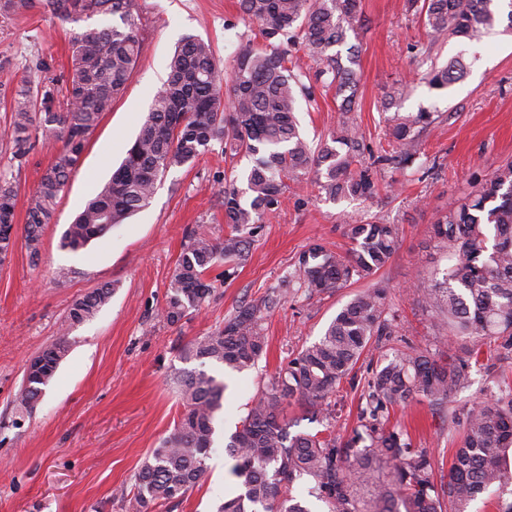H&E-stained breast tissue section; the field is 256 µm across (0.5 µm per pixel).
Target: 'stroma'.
<instances>
[{
  "label": "stroma",
  "instance_id": "obj_1",
  "mask_svg": "<svg viewBox=\"0 0 512 512\" xmlns=\"http://www.w3.org/2000/svg\"><path fill=\"white\" fill-rule=\"evenodd\" d=\"M361 12L345 44L358 55L353 118L366 148L376 155L392 150L391 112L426 109L437 115L423 135L428 164L405 173L395 185L390 170L379 171V192L368 199L325 200L311 173L289 182L250 236L246 261L221 262L208 270L211 295L199 312L171 324L162 312L183 247L201 229L223 239L228 227L219 190L225 172H243L247 159L225 156L221 145H213L193 164L170 169L147 207L84 249L63 248L61 238L80 206L120 163L183 38L210 40L227 65L242 49L262 46L264 40L259 25L243 18L237 0H135L143 52L125 91L90 135L81 164L43 229L39 261L31 262L19 240L0 266V512H123L121 491L132 488L143 462L185 410L178 373L201 368L226 379L218 424L232 433L258 389L369 287L384 289L397 334L365 351L330 395L333 430L345 439L358 426L367 382L386 354L426 349L444 363L467 357L480 345L483 355L471 364L468 385L448 404L424 399L390 410L392 423L407 431L413 446L433 456L436 485L447 482L466 412L477 402L496 399L500 385L512 382V349L500 338L449 335L412 288L441 277L448 265L431 241L435 218L474 175L512 160V29L502 22L478 42L449 37L434 43L407 0H362ZM76 29L41 6L24 16L0 18V62L6 64L0 81V173L18 190L14 224L19 233L53 148L34 137L23 154H15L6 136L11 100L26 83L61 99ZM428 43L437 65L457 57L467 64L465 77L446 91L430 89L419 75L416 53ZM401 79L409 81L408 92L395 110H386L383 94ZM314 93V101H300L298 117L305 137L315 142L340 114L335 88L318 83ZM369 216L399 228V247L384 268L329 293L289 289L287 278L302 252L314 243L345 252L348 221ZM104 285L112 289L109 304L91 320L66 327L71 304ZM274 292L281 301L264 319L267 353L254 368L228 378L220 365L182 358L188 342L222 326L238 307ZM63 335L70 342L68 355L33 410L20 409L16 394L26 361ZM207 464L204 479L181 504L156 512H216L225 492L238 485L223 440H216Z\"/></svg>",
  "mask_w": 512,
  "mask_h": 512
}]
</instances>
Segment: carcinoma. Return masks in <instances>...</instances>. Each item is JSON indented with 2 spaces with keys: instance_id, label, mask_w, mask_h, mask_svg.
<instances>
[{
  "instance_id": "1",
  "label": "carcinoma",
  "mask_w": 512,
  "mask_h": 512,
  "mask_svg": "<svg viewBox=\"0 0 512 512\" xmlns=\"http://www.w3.org/2000/svg\"><path fill=\"white\" fill-rule=\"evenodd\" d=\"M133 0H48L63 22L100 16L70 40L71 73L63 106L53 97L23 87L13 98L9 138L26 146L32 132L47 144L62 143L28 200L25 246L32 262L41 253L43 226L77 169L87 141L102 115L124 92L141 56L144 38L132 12ZM245 17L261 26L267 47H247L224 74L212 43L189 36L175 49L167 77L153 97L147 117L129 143L109 181L84 205L66 228L62 246L84 248L91 240L125 223L152 198L157 181L174 167L190 164L219 143L250 165L242 175L224 179V223L231 231L217 241L198 232L183 251L170 283L164 309L175 324L199 311L211 293L207 270L220 260H245L248 226L261 224L278 203L285 179L313 171L320 192L330 199L376 194L377 170L403 173L423 157L422 133L436 121L434 113H394L391 135L397 150L364 160V143L348 114L354 111L355 51L342 56L334 47L360 23L359 0H240ZM36 0H0L3 18L29 13ZM423 16L433 40L449 35L479 40L500 21L497 0H410ZM325 64L315 74L329 77L342 97V118L315 145L301 134L295 116L297 94L314 101V86L291 50ZM466 64L453 59L430 66L423 78L437 90L460 81ZM243 181L245 187L237 186ZM17 192L0 177V257L15 246ZM346 234L351 247L343 254L314 244L298 259L297 278L309 293L329 292L351 281L374 276L396 252L397 227L378 217L355 220ZM433 247L448 257L442 279L415 290L439 326L454 336L503 337L512 347V162L471 183L470 189L432 224ZM112 298L102 286L74 301L67 326L92 318ZM280 302L267 295L224 320V326L185 345V360L215 362L242 373L254 367L267 346L262 321ZM395 318L382 288L354 297L329 322L322 336L302 348L253 398L241 426L224 452L233 460L239 490L224 499L218 512H311L292 494L295 483L327 507V512H469L478 495L500 492L512 483V388L493 401L466 412V436L455 449L448 482L438 489L434 463L415 448L406 433L389 426V407L418 397L443 405L469 382V361L482 356L479 345L468 359L440 364L428 350L399 351L368 381L364 422L342 440L325 428L291 433L288 401H302L310 419L329 421V394L355 369L372 337L394 336ZM70 350L62 337L42 351L44 365L23 382L18 401L34 406ZM177 384L185 411L135 474L134 487L122 495L124 512H154L181 501L207 473L222 406L224 384L203 371H184Z\"/></svg>"
}]
</instances>
